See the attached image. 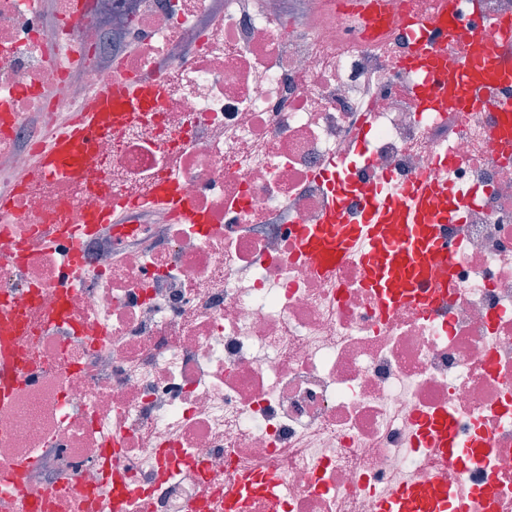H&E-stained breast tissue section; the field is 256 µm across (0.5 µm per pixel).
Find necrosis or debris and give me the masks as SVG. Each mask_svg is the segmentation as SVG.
I'll return each mask as SVG.
<instances>
[{
	"label": "necrosis or debris",
	"mask_w": 512,
	"mask_h": 512,
	"mask_svg": "<svg viewBox=\"0 0 512 512\" xmlns=\"http://www.w3.org/2000/svg\"><path fill=\"white\" fill-rule=\"evenodd\" d=\"M0 0V183L12 221L0 239L135 199L175 176L197 223L149 220L86 256L84 282L58 290L65 248L0 261V296L27 325L15 337L25 382L0 405V512H224L250 475L274 479L237 512H378L409 483L440 479L465 512H512V142L488 110L418 112L408 25L433 0H383L391 28L302 0L297 36L287 0ZM450 52L492 46L512 0H460ZM135 38L138 56L101 46ZM167 59L158 112L94 142L96 161L68 190L34 185L41 141L79 111L83 90L133 79ZM367 110L364 154L341 150ZM454 123L453 134L443 131ZM359 195L383 180L447 179L453 263L444 307L382 313L351 255L334 272L302 253L297 231L323 223L331 159ZM448 417L481 441L468 469L427 443ZM125 482L108 485L106 445Z\"/></svg>",
	"instance_id": "obj_1"
}]
</instances>
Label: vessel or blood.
<instances>
[{"mask_svg":"<svg viewBox=\"0 0 512 512\" xmlns=\"http://www.w3.org/2000/svg\"><path fill=\"white\" fill-rule=\"evenodd\" d=\"M455 22L448 0H439L438 9L418 20L410 32V65L422 67L425 61L447 52L448 33ZM493 30L497 35L494 49L481 48L476 54L461 57L455 74L448 79V96L458 108L480 107L488 82H512V23L495 24ZM165 91V78L155 72L92 93L83 110L43 148L32 171L33 180L48 177L62 187L77 182L83 167L94 161L87 150L89 141L156 108ZM444 195L438 181L423 178L394 188L391 199L370 200L366 222L347 224L343 221V191L335 189L328 223L303 230L298 245L316 254L326 270L336 268L349 252L360 250L367 284L377 293L382 311L404 304L422 305L426 298H439L448 288L451 261L440 242V223L448 217ZM137 205L166 208L170 201L150 191L134 205L114 199L102 213L63 226L61 235L70 252L68 277L83 275L79 262L82 240L113 223L116 214H131ZM18 379L16 362L0 355V401L10 396ZM429 430L437 447L448 449L460 464H469L481 451L480 444H462L447 418L436 420ZM418 504L424 512L433 506L432 501L420 500L416 487L407 486L385 502L382 512H412Z\"/></svg>","mask_w":512,"mask_h":512,"instance_id":"b4317fda","label":"vessel or blood"}]
</instances>
